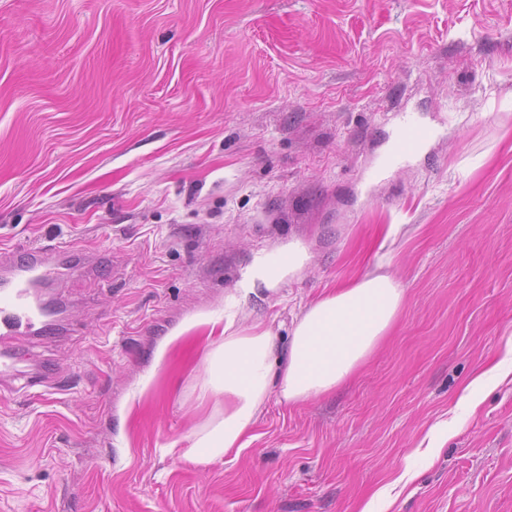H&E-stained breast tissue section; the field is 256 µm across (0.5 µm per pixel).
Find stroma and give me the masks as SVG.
Here are the masks:
<instances>
[{
    "label": "stroma",
    "instance_id": "1",
    "mask_svg": "<svg viewBox=\"0 0 512 512\" xmlns=\"http://www.w3.org/2000/svg\"><path fill=\"white\" fill-rule=\"evenodd\" d=\"M432 131L385 167L398 116ZM392 268L402 314L366 369L208 465L165 454L206 414L208 328L259 256L308 261L242 307L289 326L331 282ZM63 245V336L0 385V512H512V0H0V249ZM154 379L140 390L146 372ZM433 464L398 478L429 428ZM512 375V350L501 360L489 364L482 369L462 390L456 402V410L471 412L478 400V393L489 386L495 385L505 377Z\"/></svg>",
    "mask_w": 512,
    "mask_h": 512
}]
</instances>
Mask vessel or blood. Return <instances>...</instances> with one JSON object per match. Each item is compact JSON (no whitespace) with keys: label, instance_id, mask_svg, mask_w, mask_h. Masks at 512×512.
<instances>
[{"label":"vessel or blood","instance_id":"vessel-or-blood-1","mask_svg":"<svg viewBox=\"0 0 512 512\" xmlns=\"http://www.w3.org/2000/svg\"><path fill=\"white\" fill-rule=\"evenodd\" d=\"M430 136L428 127L412 115H403L393 139L391 161L410 157ZM74 266L73 252L64 246L46 250L26 245L0 252V376L14 372L11 357L17 337L63 331L57 314L33 300L31 288L37 282L50 284L60 270Z\"/></svg>","mask_w":512,"mask_h":512}]
</instances>
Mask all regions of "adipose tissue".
<instances>
[{"instance_id":"ef3b65f1","label":"adipose tissue","mask_w":512,"mask_h":512,"mask_svg":"<svg viewBox=\"0 0 512 512\" xmlns=\"http://www.w3.org/2000/svg\"><path fill=\"white\" fill-rule=\"evenodd\" d=\"M307 261L296 245L275 261H256L250 278L275 291L285 277L300 272ZM406 300V288L393 272L374 268L323 288L291 321L287 337L273 327L242 326L235 311L196 318L216 330L207 353L199 401L223 396L202 425L187 434L184 459L210 464L240 455L253 441L255 426L269 395L297 406L335 392L370 361L388 336ZM512 375V351L482 369L462 390L456 406L470 412L479 392Z\"/></svg>"}]
</instances>
